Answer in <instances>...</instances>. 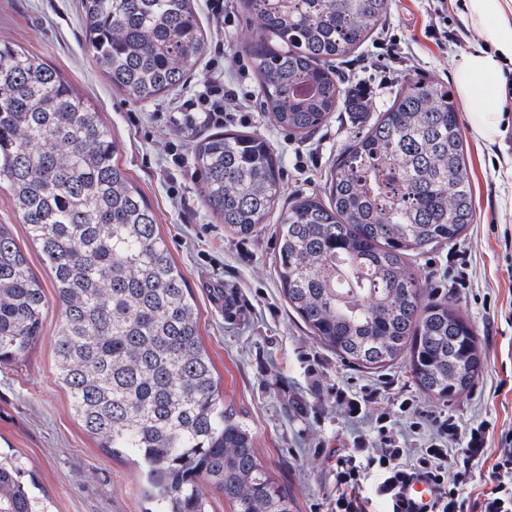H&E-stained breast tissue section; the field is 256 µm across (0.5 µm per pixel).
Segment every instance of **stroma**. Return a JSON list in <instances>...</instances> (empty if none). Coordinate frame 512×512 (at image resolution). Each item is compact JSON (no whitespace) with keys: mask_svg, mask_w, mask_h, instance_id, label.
<instances>
[{"mask_svg":"<svg viewBox=\"0 0 512 512\" xmlns=\"http://www.w3.org/2000/svg\"><path fill=\"white\" fill-rule=\"evenodd\" d=\"M82 0H0V42L20 46L56 68L99 113L119 146L120 162L151 205L177 267L187 278L200 312V334L225 401L248 417L256 451L294 499L295 512H330L336 493V457L364 458L379 446L374 418L388 413L394 437L426 447L428 430H413L402 401L427 417L448 419L460 431L488 421L487 445L512 427V141L477 136L468 121L460 130L467 152L474 222L455 243L419 255L414 269L435 297H445L471 321L485 355L471 391L444 402L420 392L404 362L372 372L342 363L317 344L280 293L276 277V216L256 236L239 239L206 208L193 173V147L206 128L182 135L169 114L193 96L207 74L214 44L178 91L136 102L113 89L96 67L84 36ZM448 35L439 46L423 38L434 23L437 0H392L386 18L359 49L332 66L342 87L369 86L366 115L339 110L307 135L276 126L266 112L257 77L244 91L252 112L244 131L261 135L281 157L283 202L324 194L337 157L361 135L369 118L387 108L401 84L420 79L456 87L460 58L482 41L465 17L462 0H446ZM224 37V71L249 66L245 49L256 24L236 10ZM386 40L378 49V40ZM0 224L7 225L44 288L52 276L39 246L28 236L8 191L0 188ZM239 301L235 319L224 316L225 294ZM62 307L50 299L42 335L31 352L0 365V450L25 457L52 512H147L138 467L128 454L99 448L71 409L57 378L53 337ZM373 401H365L366 392ZM308 402L303 416L284 411L285 397Z\"/></svg>","mask_w":512,"mask_h":512,"instance_id":"35a3bbf8","label":"stroma"}]
</instances>
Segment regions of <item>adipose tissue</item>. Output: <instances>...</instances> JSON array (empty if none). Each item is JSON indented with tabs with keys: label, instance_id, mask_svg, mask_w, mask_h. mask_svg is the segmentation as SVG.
I'll return each instance as SVG.
<instances>
[{
	"label": "adipose tissue",
	"instance_id": "ef3b65f1",
	"mask_svg": "<svg viewBox=\"0 0 512 512\" xmlns=\"http://www.w3.org/2000/svg\"><path fill=\"white\" fill-rule=\"evenodd\" d=\"M463 8L486 46L461 59L457 93L474 132L491 138L506 94L504 70L512 64V0H464Z\"/></svg>",
	"mask_w": 512,
	"mask_h": 512
}]
</instances>
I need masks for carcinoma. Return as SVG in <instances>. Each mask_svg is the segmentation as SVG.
<instances>
[{
    "label": "carcinoma",
    "instance_id": "1",
    "mask_svg": "<svg viewBox=\"0 0 512 512\" xmlns=\"http://www.w3.org/2000/svg\"><path fill=\"white\" fill-rule=\"evenodd\" d=\"M265 111L306 135L357 104L328 63L364 44L391 0H244ZM94 62L112 88L148 102L182 87L207 41L193 0H83ZM204 204L248 239L280 203L279 155L237 130L194 145ZM0 187L64 309L56 372L85 429L137 457L156 512H294L256 454L249 422L224 401L201 346L192 289L174 264L119 147L89 102L48 63L0 44ZM474 205L456 104L410 80L336 161L325 198L278 215L275 271L314 340L378 370L401 359L424 394H467L484 368L473 327L436 299L412 258L466 235ZM48 297L0 224V362L41 336ZM0 512H51L24 457L0 452Z\"/></svg>",
    "mask_w": 512,
    "mask_h": 512
}]
</instances>
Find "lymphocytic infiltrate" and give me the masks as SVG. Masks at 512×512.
Listing matches in <instances>:
<instances>
[{
	"label": "lymphocytic infiltrate",
	"instance_id": "f902f5d3",
	"mask_svg": "<svg viewBox=\"0 0 512 512\" xmlns=\"http://www.w3.org/2000/svg\"><path fill=\"white\" fill-rule=\"evenodd\" d=\"M249 110L239 82L228 80L223 62L216 60L197 94L177 106L170 122L181 130L199 123L243 122ZM488 430L485 424L471 429L462 448H404L386 426H379L382 445L367 464L349 455L337 458L334 512H368V500L359 489L373 471L380 477L377 494L384 499L386 512H412L404 490L416 478L434 489L427 512H512V428L501 430L498 446L491 452L494 462L486 474L477 477L471 470L473 460L489 453Z\"/></svg>",
	"mask_w": 512,
	"mask_h": 512
}]
</instances>
